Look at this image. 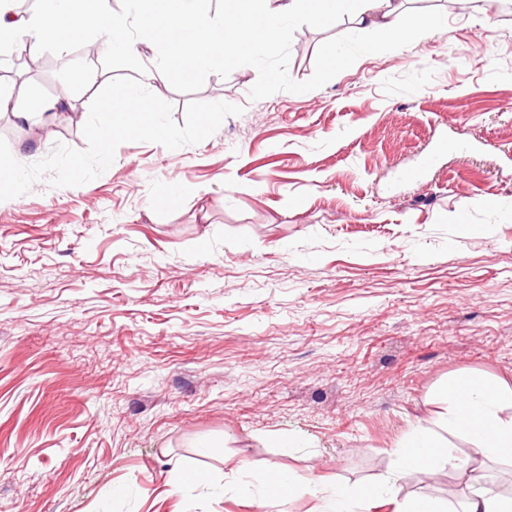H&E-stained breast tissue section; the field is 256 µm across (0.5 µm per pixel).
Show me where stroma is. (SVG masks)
Masks as SVG:
<instances>
[{
    "mask_svg": "<svg viewBox=\"0 0 512 512\" xmlns=\"http://www.w3.org/2000/svg\"><path fill=\"white\" fill-rule=\"evenodd\" d=\"M403 40L299 15L243 61L156 87L243 106L199 144H121L95 180L0 202V512H333L424 433L460 504L470 440L444 389L512 387V12L405 0ZM6 64L49 124L0 112L24 164L86 146L92 96L139 60ZM444 138L467 144L420 178ZM283 471L315 492L265 497ZM207 476L199 486L191 476Z\"/></svg>",
    "mask_w": 512,
    "mask_h": 512,
    "instance_id": "35a3bbf8",
    "label": "stroma"
}]
</instances>
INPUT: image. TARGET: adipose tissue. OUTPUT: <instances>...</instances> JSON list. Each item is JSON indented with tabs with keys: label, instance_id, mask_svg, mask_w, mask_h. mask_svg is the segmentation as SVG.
<instances>
[{
	"label": "adipose tissue",
	"instance_id": "adipose-tissue-1",
	"mask_svg": "<svg viewBox=\"0 0 512 512\" xmlns=\"http://www.w3.org/2000/svg\"><path fill=\"white\" fill-rule=\"evenodd\" d=\"M0 0V41L20 39L28 53H39L46 43L67 50L87 31L110 54L136 55L141 48L164 42L166 62L154 65L149 78L168 86L190 80L214 60H243L274 42L287 19L308 10L320 19L334 14L351 18L357 29L380 36H404L408 22L399 0H228L221 21L206 17L203 0H143L136 21L115 14L111 0H38L34 15L24 17ZM135 24L137 40L126 37ZM450 391L456 408L451 424L471 435L473 456L463 474L480 472V460L512 457V415L502 413L504 401H512V389L497 390L472 377L456 379Z\"/></svg>",
	"mask_w": 512,
	"mask_h": 512
}]
</instances>
